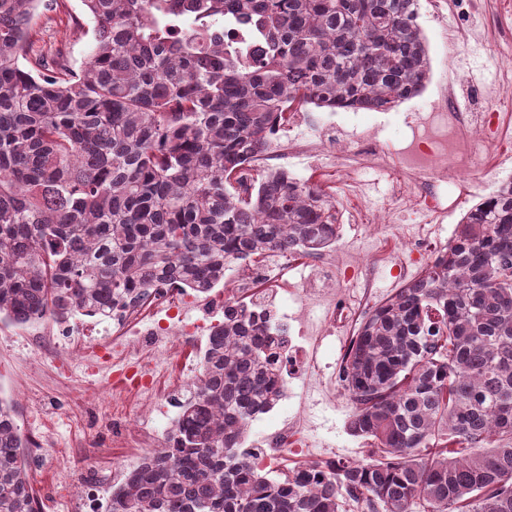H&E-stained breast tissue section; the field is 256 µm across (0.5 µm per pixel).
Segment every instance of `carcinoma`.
<instances>
[{
  "label": "carcinoma",
  "mask_w": 512,
  "mask_h": 512,
  "mask_svg": "<svg viewBox=\"0 0 512 512\" xmlns=\"http://www.w3.org/2000/svg\"><path fill=\"white\" fill-rule=\"evenodd\" d=\"M40 2L0 0V316L18 324L106 319L166 282L206 294L234 261L330 247L320 189L275 169L242 196L233 175L294 103L386 112L431 71L418 0H81L77 69L35 53ZM227 14L266 42L247 66L224 57ZM285 343L225 307L193 399L110 512H512V182L355 328L339 378L367 459L283 480L250 462ZM26 447L0 399V512H34Z\"/></svg>",
  "instance_id": "obj_1"
}]
</instances>
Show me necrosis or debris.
Segmentation results:
<instances>
[{"instance_id": "1", "label": "necrosis or debris", "mask_w": 512, "mask_h": 512, "mask_svg": "<svg viewBox=\"0 0 512 512\" xmlns=\"http://www.w3.org/2000/svg\"><path fill=\"white\" fill-rule=\"evenodd\" d=\"M454 89H445L441 96L439 112L433 113L431 127L413 131L405 151L406 162L402 167L404 179H392L387 202L383 208L367 214L354 213L348 220L365 228L381 229L388 224L390 215L399 211H412L423 217L425 223L440 224L448 216L446 201L449 195L464 197L484 192L482 183L473 175L482 171L493 153L501 134L502 115L495 108H488L477 120L468 119L466 113L455 111ZM334 121H326L322 130L312 136L294 134L287 141L273 145L278 160L294 156L322 159L356 157L359 167L343 171L345 180L357 183L361 168L381 167L385 154L379 140L373 137L341 138L334 132ZM318 279H302L297 297L301 300L319 299L335 301L338 288L354 281L369 278L371 270L366 265H353L333 252H323L311 260ZM291 267L283 255H274L262 266L242 267L232 274V283L224 291L223 303H230L259 287H267L263 303L268 309L279 306L280 295L272 291V284L287 281ZM174 288L163 286L150 291L143 300L127 305L112 315L114 336L106 348L115 353L135 350L153 354L160 341L171 340L168 324L179 319L181 308L175 303ZM113 393H133L140 396L144 405L163 403L164 398L154 389V380L147 366L140 361L127 362L112 373ZM115 447L130 448L135 458H144L163 448L166 436L147 431L135 416L119 417L114 425ZM87 473L73 478L70 486L75 501L82 512H107L110 496L107 484L96 481L93 475L96 461H87Z\"/></svg>"}]
</instances>
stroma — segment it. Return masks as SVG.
Here are the masks:
<instances>
[{
	"instance_id": "stroma-1",
	"label": "stroma",
	"mask_w": 512,
	"mask_h": 512,
	"mask_svg": "<svg viewBox=\"0 0 512 512\" xmlns=\"http://www.w3.org/2000/svg\"><path fill=\"white\" fill-rule=\"evenodd\" d=\"M512 13V0H419L417 22L426 38L431 61V78L418 97L393 109L390 126H383V114L366 111L358 133L383 131L384 148L391 162H398L407 145L406 116H427L440 99V89L447 80L457 84V97L464 111H483L488 95L512 89V32L504 30L498 17ZM44 51L63 47L73 66L87 59L92 41V24L84 13L81 0H64L60 10L41 13L35 20ZM290 169L297 180L321 189L336 205L357 208L382 203L388 191L380 172L363 171L356 189L346 186L339 164L316 163L294 159ZM476 200L463 198L446 223L422 227L412 213H404L391 225L389 241L365 235L358 224L340 227L337 253L366 264H373L370 288L353 284L340 289L339 297L351 298L347 319L330 322L327 306L302 312L301 306L288 302V341L296 343V327L305 323L317 344L307 351L301 377L290 379L296 395L278 402L268 413L254 420L247 439L260 437L267 430L288 420L296 423L305 443L282 457L269 475L277 479L289 469L313 460L354 461L367 455L364 439L351 434V413L338 378L349 341L368 308L384 300L401 282L392 275L398 261L399 234L417 235L429 230L432 243L446 245L457 224ZM223 287L206 294L188 292L183 309L185 323L198 322L212 328L224 320L223 308L216 299ZM86 326L89 334L107 338L112 334L108 319L79 316L66 323L44 319L27 324L0 320V397L10 402L16 421L25 435L35 427L50 426L42 456L29 458L33 484L48 486L53 495H69L67 484L59 482L58 470L81 472L83 457L59 458L61 449L83 445L87 452L112 451V415L122 403L113 397L105 380L113 366L122 365L123 357L104 363L96 379H89L81 365L85 357L78 349L75 330Z\"/></svg>"
}]
</instances>
